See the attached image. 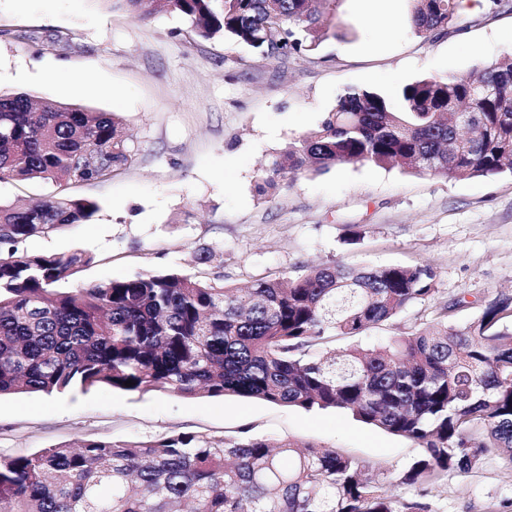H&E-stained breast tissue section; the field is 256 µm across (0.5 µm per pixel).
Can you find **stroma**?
I'll list each match as a JSON object with an SVG mask.
<instances>
[{"label":"stroma","mask_w":512,"mask_h":512,"mask_svg":"<svg viewBox=\"0 0 512 512\" xmlns=\"http://www.w3.org/2000/svg\"><path fill=\"white\" fill-rule=\"evenodd\" d=\"M410 7L400 0L370 22L357 0H340L335 22L347 37L281 60L200 38L171 11L139 21L99 0H0V91L117 113L137 154L122 176L71 187V195L98 202L91 221L29 238L21 251L91 253L90 266L58 283L63 292L155 271L245 286L334 262L433 269L431 297L392 323L336 338L339 350L430 326L453 303L463 324L488 303L512 299L510 173L458 180L345 164L301 174L270 198L255 192L271 161L315 128L343 89L392 99L416 79L467 73L512 54V0H481L458 26L426 37L413 33ZM82 79L97 93L75 90ZM204 249L213 250L212 261L196 264ZM179 433L333 448L388 475L422 453L416 442L341 410L105 387L0 398V457ZM391 492L428 503L430 512H512V470L492 456L476 473Z\"/></svg>","instance_id":"stroma-1"}]
</instances>
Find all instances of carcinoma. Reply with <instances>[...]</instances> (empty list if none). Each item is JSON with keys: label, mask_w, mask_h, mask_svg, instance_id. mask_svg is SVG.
Here are the masks:
<instances>
[{"label": "carcinoma", "mask_w": 512, "mask_h": 512, "mask_svg": "<svg viewBox=\"0 0 512 512\" xmlns=\"http://www.w3.org/2000/svg\"><path fill=\"white\" fill-rule=\"evenodd\" d=\"M160 1L200 37L267 58L305 55L338 35V0H108L137 20ZM410 2L418 36L460 17L458 0ZM476 71L407 83L396 108L379 92L345 89L316 129L272 161L258 194L350 163L454 179L512 173V57ZM135 161L114 113L0 92V182L57 186L37 204H0V397L107 386L343 409L423 448L396 479L410 487L469 474L490 454L512 465V328L499 326L512 317L509 302L464 326L448 323L452 305L437 326L385 345L315 353L431 296L428 266L334 263L247 288L157 272L58 291L93 256L21 253L19 244L91 221L99 204L65 187L111 180ZM372 470L332 448L250 435L222 445L191 433L84 440L0 457V512H430L389 494Z\"/></svg>", "instance_id": "carcinoma-1"}]
</instances>
